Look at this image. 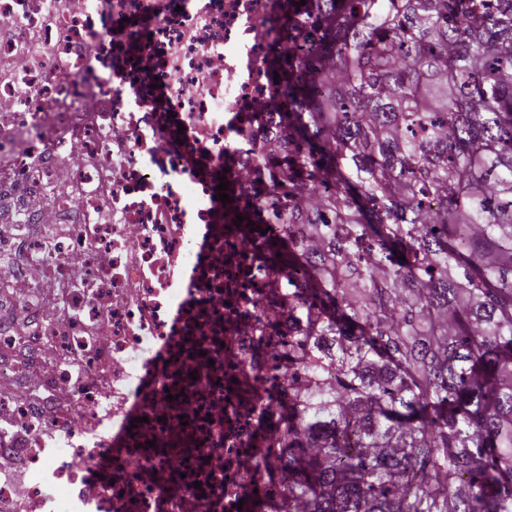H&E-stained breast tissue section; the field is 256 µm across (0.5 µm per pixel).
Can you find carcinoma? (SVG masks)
Here are the masks:
<instances>
[{
    "label": "carcinoma",
    "mask_w": 512,
    "mask_h": 512,
    "mask_svg": "<svg viewBox=\"0 0 512 512\" xmlns=\"http://www.w3.org/2000/svg\"><path fill=\"white\" fill-rule=\"evenodd\" d=\"M243 223L288 314L249 512H512V0H306ZM305 267L302 284L288 275Z\"/></svg>",
    "instance_id": "carcinoma-1"
}]
</instances>
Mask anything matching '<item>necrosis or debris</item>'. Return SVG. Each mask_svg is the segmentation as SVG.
Listing matches in <instances>:
<instances>
[{"instance_id":"1","label":"necrosis or debris","mask_w":512,"mask_h":512,"mask_svg":"<svg viewBox=\"0 0 512 512\" xmlns=\"http://www.w3.org/2000/svg\"><path fill=\"white\" fill-rule=\"evenodd\" d=\"M288 0H0V484L15 512H237L284 316L219 177L249 185ZM34 188L40 205L26 194ZM180 385V398L167 391ZM236 409L225 414L226 401ZM156 453H148V444Z\"/></svg>"}]
</instances>
